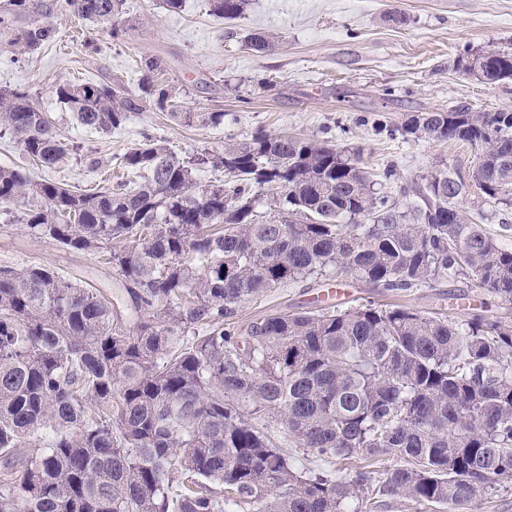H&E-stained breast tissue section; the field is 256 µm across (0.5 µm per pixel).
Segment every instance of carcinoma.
<instances>
[{"label": "carcinoma", "instance_id": "1", "mask_svg": "<svg viewBox=\"0 0 512 512\" xmlns=\"http://www.w3.org/2000/svg\"><path fill=\"white\" fill-rule=\"evenodd\" d=\"M210 2L225 19L248 6ZM125 5L0 0V39L33 55L69 13L119 42ZM244 42L274 45L260 33ZM138 69L134 94L110 81L54 94L98 132L146 107L224 123L174 111L163 58ZM485 78L511 81L512 53L488 61ZM402 130L467 143L477 160L430 174L404 209L357 153L262 130L187 160L147 134L122 157L141 179L133 188L73 191L0 167V203L37 201L23 213L31 235L84 253L112 246L124 284L109 299L40 265L0 269V512H367L374 494L465 512L511 485V322L369 304L226 325L233 304L307 279L407 292L463 277L512 303V248L460 208L512 203V112H416ZM0 132L47 170L79 150L23 88L0 89ZM207 167L224 183L199 189ZM38 436L46 450L16 467L15 449ZM290 446L398 464L376 488L366 471L307 476Z\"/></svg>", "mask_w": 512, "mask_h": 512}]
</instances>
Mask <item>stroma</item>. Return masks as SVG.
Returning <instances> with one entry per match:
<instances>
[{"instance_id": "1", "label": "stroma", "mask_w": 512, "mask_h": 512, "mask_svg": "<svg viewBox=\"0 0 512 512\" xmlns=\"http://www.w3.org/2000/svg\"><path fill=\"white\" fill-rule=\"evenodd\" d=\"M127 31L112 44L93 24L70 14L56 16L59 44L24 55L0 45V87H22L54 122L61 136L83 147L100 165L89 168L71 154L55 169H39L9 135H0V167L88 189L116 186L125 175L122 155L143 135L163 140L181 158L222 151L257 130L359 149L372 173L393 169L383 189L398 204L414 202L422 179L441 165L468 169L475 152L466 143L403 136L412 112H445L464 105L474 112L512 111V82L487 85L457 67L465 52H512V0H250L241 18L212 14L208 0H183L179 12L163 0H126ZM252 32L274 35L272 51L245 46ZM97 37L99 52L82 49L81 34ZM157 55L168 62L167 80L180 87L182 112H220V126L184 123L150 108L133 113L125 126L99 133L79 125L52 93L62 81L121 82L137 92L136 62ZM21 206L0 205V268L31 263L81 285L112 294L118 276L106 254L68 252L32 237L20 223ZM346 302L402 303L426 311L438 306L457 315L465 279L386 292L347 280ZM326 292L322 281L304 280L234 305L235 326L246 327L278 311H305ZM300 470L347 475L362 467L380 480L387 462L364 458L325 461L291 451Z\"/></svg>"}]
</instances>
